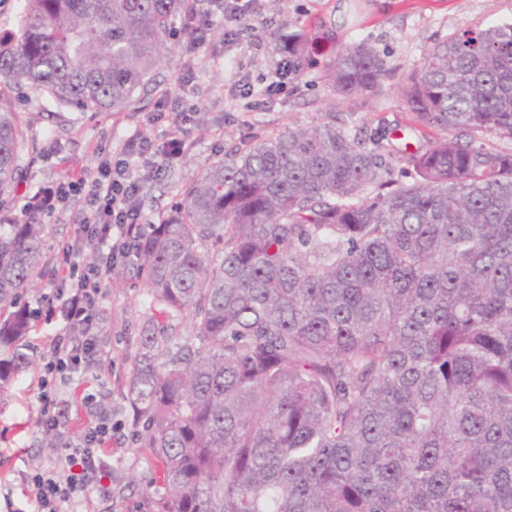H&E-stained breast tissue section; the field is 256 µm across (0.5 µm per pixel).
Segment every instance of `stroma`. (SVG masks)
<instances>
[{"mask_svg":"<svg viewBox=\"0 0 512 512\" xmlns=\"http://www.w3.org/2000/svg\"><path fill=\"white\" fill-rule=\"evenodd\" d=\"M509 17L512 0H253L251 10L240 19H215L209 40L197 51H188L181 41L169 42L160 68L121 111L56 115L44 111L40 99L26 96L21 110L36 148L22 152L24 181L13 212L21 214L27 195L94 168L131 136L147 138L155 148H162L186 106L196 112L184 128L192 144L189 152L155 174L140 160L131 167L132 177L142 182L138 195L142 224L157 223L169 213L180 191L225 153L288 126L319 123L329 111L355 129H388L394 150L415 151L434 134L415 125L396 88L398 78L414 69L442 39ZM298 29L310 38L308 65L290 81L286 95L244 110L242 85L259 91L275 78L280 59L276 33ZM359 42L387 56L397 75L385 80L383 93L344 99L328 84L325 67L341 48ZM164 91L170 94L171 107L158 119L155 103ZM88 215L84 201L74 198L47 217L46 255H54L58 245L74 239ZM62 285L61 277L48 272L25 295L27 306L41 316L26 339L31 368L0 386V478L5 480L17 479L54 453L50 435L38 427L35 366L40 362L39 336L57 329L56 323L43 317L47 300ZM148 295L135 260H115L97 319L99 344L109 351L112 367L94 371L79 383L80 388L100 392L102 409L122 426L112 441L105 477L110 498L101 504V512H151L148 493L157 469L138 446L127 395Z\"/></svg>","mask_w":512,"mask_h":512,"instance_id":"35a3bbf8","label":"stroma"}]
</instances>
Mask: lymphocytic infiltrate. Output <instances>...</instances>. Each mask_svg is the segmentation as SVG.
I'll return each instance as SVG.
<instances>
[{
  "label": "lymphocytic infiltrate",
  "instance_id": "f902f5d3",
  "mask_svg": "<svg viewBox=\"0 0 512 512\" xmlns=\"http://www.w3.org/2000/svg\"><path fill=\"white\" fill-rule=\"evenodd\" d=\"M150 150L147 141L129 139L119 149L117 160L99 162L79 179L44 187L25 201L28 211L47 216L68 197L85 192L93 211L75 241L61 244L54 255L56 266L72 268L73 273L69 287L57 294L56 312L63 327L44 337L38 372V425L57 440L61 454L31 476V492L24 507H16L12 493L0 497L6 512H78L82 507L89 510L108 495L103 477L117 426L100 410L92 394L81 398L84 420L78 429H69L62 419L61 407L76 375L91 364L90 349L98 334L95 310L103 296V267L79 271L75 265L78 255L88 248L110 261L136 255L143 232L136 205L140 184L131 180L129 169L133 158Z\"/></svg>",
  "mask_w": 512,
  "mask_h": 512
}]
</instances>
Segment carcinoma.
<instances>
[{
  "label": "carcinoma",
  "mask_w": 512,
  "mask_h": 512,
  "mask_svg": "<svg viewBox=\"0 0 512 512\" xmlns=\"http://www.w3.org/2000/svg\"><path fill=\"white\" fill-rule=\"evenodd\" d=\"M202 2L22 0L0 27L1 213L20 94L122 109ZM307 44L288 34L292 71ZM393 76L367 43L326 68L346 98ZM400 90L442 133L407 180L386 131L329 112L211 163L144 232L127 389L155 512H512V18L438 43ZM46 232L0 223V384L29 366Z\"/></svg>",
  "instance_id": "carcinoma-1"
}]
</instances>
